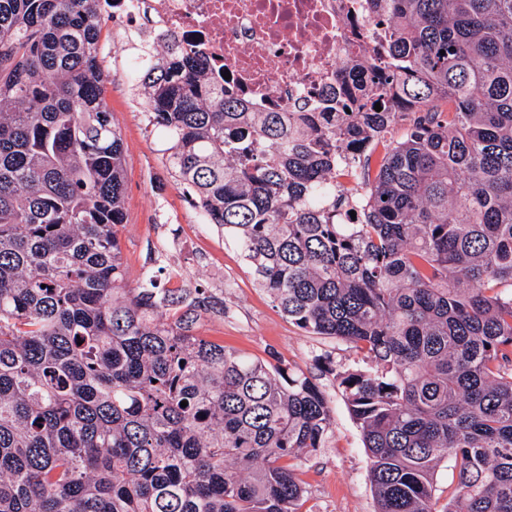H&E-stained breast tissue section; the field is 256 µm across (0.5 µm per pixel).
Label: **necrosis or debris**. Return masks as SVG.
Instances as JSON below:
<instances>
[{
    "instance_id": "necrosis-or-debris-1",
    "label": "necrosis or debris",
    "mask_w": 512,
    "mask_h": 512,
    "mask_svg": "<svg viewBox=\"0 0 512 512\" xmlns=\"http://www.w3.org/2000/svg\"><path fill=\"white\" fill-rule=\"evenodd\" d=\"M104 12L127 76L143 64L129 37L146 19L153 45L191 46L254 112H329L392 68L375 0H107Z\"/></svg>"
}]
</instances>
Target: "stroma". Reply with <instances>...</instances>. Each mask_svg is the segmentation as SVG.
Instances as JSON below:
<instances>
[{
	"label": "stroma",
	"mask_w": 512,
	"mask_h": 512,
	"mask_svg": "<svg viewBox=\"0 0 512 512\" xmlns=\"http://www.w3.org/2000/svg\"><path fill=\"white\" fill-rule=\"evenodd\" d=\"M106 103L120 130L125 155L123 255L130 279L153 271L164 288L184 281L207 288L211 308L197 334L262 360L314 378L330 400L333 432L324 448L293 460L305 487L302 512H376L371 461L361 432L336 380L358 368L361 355L349 343L303 332L257 288L242 257L216 229L200 234L184 185L162 163L165 142L149 125L132 95L130 79L111 53H103ZM179 276L168 274L169 267Z\"/></svg>",
	"instance_id": "35a3bbf8"
}]
</instances>
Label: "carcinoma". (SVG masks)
<instances>
[{"mask_svg":"<svg viewBox=\"0 0 512 512\" xmlns=\"http://www.w3.org/2000/svg\"><path fill=\"white\" fill-rule=\"evenodd\" d=\"M385 2L395 68L334 112H251L176 42L133 93L255 285L365 354L336 378L377 512H512V0ZM102 29L100 0H0V512H300L325 393L195 334L200 289L129 286Z\"/></svg>","mask_w":512,"mask_h":512,"instance_id":"cac0c4a2","label":"carcinoma"}]
</instances>
